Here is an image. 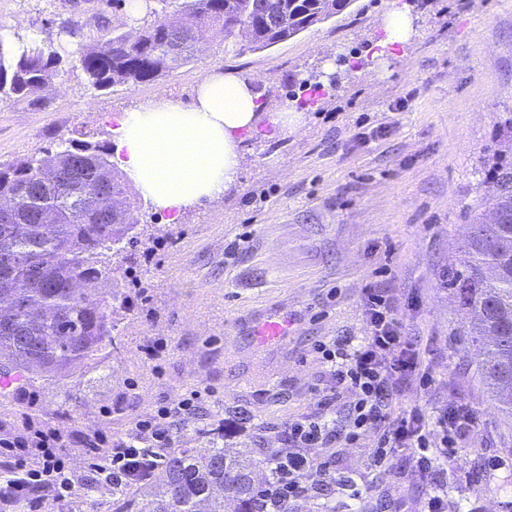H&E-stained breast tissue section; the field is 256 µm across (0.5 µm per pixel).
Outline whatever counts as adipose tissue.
Listing matches in <instances>:
<instances>
[{
  "mask_svg": "<svg viewBox=\"0 0 512 512\" xmlns=\"http://www.w3.org/2000/svg\"><path fill=\"white\" fill-rule=\"evenodd\" d=\"M258 109L247 82L206 76L190 107L161 98L121 118L112 160L155 210L182 213L237 183L239 146L260 133Z\"/></svg>",
  "mask_w": 512,
  "mask_h": 512,
  "instance_id": "obj_1",
  "label": "adipose tissue"
}]
</instances>
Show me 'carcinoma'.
I'll list each match as a JSON object with an SVG mask.
<instances>
[{"mask_svg":"<svg viewBox=\"0 0 512 512\" xmlns=\"http://www.w3.org/2000/svg\"><path fill=\"white\" fill-rule=\"evenodd\" d=\"M353 0H184L182 16L153 13L136 31L85 45L79 64L96 89L150 82L194 60L199 44L225 42L229 18L245 27L248 48L286 42L346 10ZM60 64L58 53L23 37H0V98L26 100L40 92ZM493 210L478 217L462 256L448 266V287L474 314L464 335L480 346L478 370L499 409L512 421V161L496 163ZM0 399L16 385L35 394L96 365L113 344L124 284L112 280V258L134 246L135 201L98 142H71L0 167ZM109 281L104 291L98 284ZM211 448H146L124 484L112 487V512H258L252 469L266 464L250 448L224 447V430H201ZM27 481L0 461V490ZM152 486L153 498L135 488Z\"/></svg>","mask_w":512,"mask_h":512,"instance_id":"carcinoma-1","label":"carcinoma"}]
</instances>
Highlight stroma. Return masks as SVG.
<instances>
[{
    "label": "stroma",
    "mask_w": 512,
    "mask_h": 512,
    "mask_svg": "<svg viewBox=\"0 0 512 512\" xmlns=\"http://www.w3.org/2000/svg\"><path fill=\"white\" fill-rule=\"evenodd\" d=\"M394 1L353 0L270 48L246 49L233 37L157 80L97 90L78 66L80 45L130 32L146 12L132 13L128 0H0L15 33L53 43L63 57L35 104L0 99V165L72 141L113 144V116L157 98L190 105L214 71L259 93L264 132L242 144L237 185L178 223L138 203L132 256L112 261L113 278L127 286L120 355L91 382L10 397L1 438L32 427L69 439L61 454L75 489L63 502L38 499L35 512H112L105 480L85 482L75 436H125L196 387L211 394L178 420L176 445L206 450L194 429L215 423L226 447H283L285 423L312 410V390L323 383L316 344L365 336L369 283L397 296L404 334L431 376L403 403L432 412L461 401L477 414L474 439L448 466V512H512V484L484 466L512 456V425L476 375L465 312L446 285L481 199L494 190L490 167L512 158V0H398L411 33L380 57ZM393 102L400 111H389ZM288 108L299 117L279 128ZM278 315L289 319L287 338L255 342L254 325ZM62 410L67 419H57ZM376 445L370 432L356 447L321 451L338 470L367 476L369 497L335 487L291 501L288 512H382L390 491L406 512H419L426 485L409 458L370 470Z\"/></svg>",
    "instance_id": "1"
}]
</instances>
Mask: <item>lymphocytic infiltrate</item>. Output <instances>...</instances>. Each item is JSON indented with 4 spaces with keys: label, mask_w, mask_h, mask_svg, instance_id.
Wrapping results in <instances>:
<instances>
[{
    "label": "lymphocytic infiltrate",
    "mask_w": 512,
    "mask_h": 512,
    "mask_svg": "<svg viewBox=\"0 0 512 512\" xmlns=\"http://www.w3.org/2000/svg\"><path fill=\"white\" fill-rule=\"evenodd\" d=\"M397 307L393 295L366 286V336L358 341L345 336L317 344L326 367V384L315 397L314 412L286 423L287 450H270L266 465L271 476L258 494L262 512H284L288 502L332 485L351 487L358 498L370 493V485H357L330 460L309 454L310 449L336 444L352 447L370 431L378 436L372 466L380 468L397 454L408 455L415 472L429 484L422 512H448L446 466L473 435L476 416L461 402L449 403L433 415L416 406L399 408L398 398L406 387L427 388L430 378L419 351L403 334ZM346 393L353 397L347 417L340 425H330L326 413ZM208 394V389L196 388L176 403L159 407L151 417L135 422L128 437L112 441L107 454L99 452L100 437L84 439L89 472L107 474L116 483L136 463L138 447H174L177 418L196 410ZM58 441L57 435L41 431L23 437L14 445L13 461L23 465L29 456L40 457L32 477L43 480L47 496L63 500L71 496L75 483L55 452Z\"/></svg>",
    "instance_id": "f902f5d3"
}]
</instances>
